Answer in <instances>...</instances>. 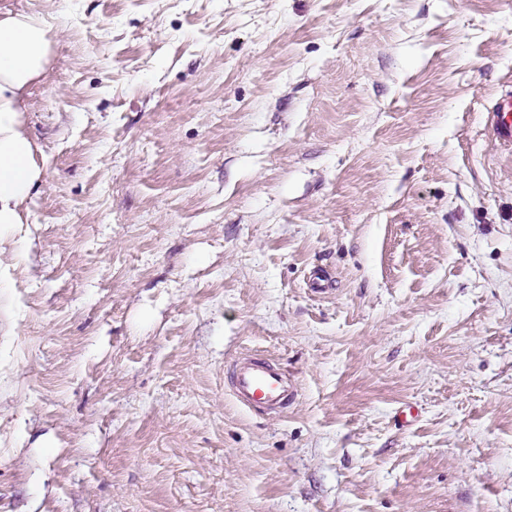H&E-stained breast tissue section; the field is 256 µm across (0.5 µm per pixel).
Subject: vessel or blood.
Returning a JSON list of instances; mask_svg holds the SVG:
<instances>
[{"mask_svg":"<svg viewBox=\"0 0 512 512\" xmlns=\"http://www.w3.org/2000/svg\"><path fill=\"white\" fill-rule=\"evenodd\" d=\"M484 130L496 147L512 154V89L493 99L484 117ZM231 391L243 408L275 414L295 395L287 373L268 358L255 355L235 364Z\"/></svg>","mask_w":512,"mask_h":512,"instance_id":"obj_1","label":"vessel or blood"}]
</instances>
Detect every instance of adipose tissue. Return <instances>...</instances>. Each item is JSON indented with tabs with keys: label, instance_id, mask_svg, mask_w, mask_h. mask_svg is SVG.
Returning a JSON list of instances; mask_svg holds the SVG:
<instances>
[{
	"label": "adipose tissue",
	"instance_id": "ef3b65f1",
	"mask_svg": "<svg viewBox=\"0 0 512 512\" xmlns=\"http://www.w3.org/2000/svg\"><path fill=\"white\" fill-rule=\"evenodd\" d=\"M49 52L41 19L0 12V228L25 223V204L42 180L24 126V97L44 72Z\"/></svg>",
	"mask_w": 512,
	"mask_h": 512
}]
</instances>
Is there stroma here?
Instances as JSON below:
<instances>
[{
    "instance_id": "1",
    "label": "stroma",
    "mask_w": 512,
    "mask_h": 512,
    "mask_svg": "<svg viewBox=\"0 0 512 512\" xmlns=\"http://www.w3.org/2000/svg\"><path fill=\"white\" fill-rule=\"evenodd\" d=\"M1 8L51 52L0 512H512V0ZM245 354L281 413L235 403ZM484 130L496 147L512 154V89L493 99L485 113ZM231 391L243 408L275 414L295 395L288 374L278 364L258 355L246 357L235 364Z\"/></svg>"
}]
</instances>
